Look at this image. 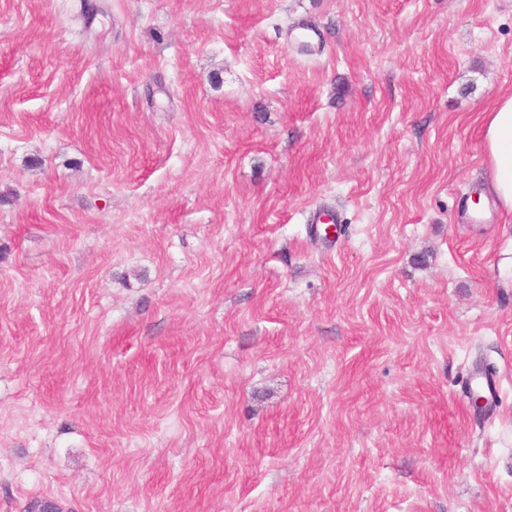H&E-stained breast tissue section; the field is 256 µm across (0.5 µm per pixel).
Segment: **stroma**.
Returning <instances> with one entry per match:
<instances>
[{"instance_id":"35a3bbf8","label":"stroma","mask_w":512,"mask_h":512,"mask_svg":"<svg viewBox=\"0 0 512 512\" xmlns=\"http://www.w3.org/2000/svg\"><path fill=\"white\" fill-rule=\"evenodd\" d=\"M93 2L0 0V512H512V0ZM480 133L492 189L501 207L512 212V93L501 95L484 112Z\"/></svg>"}]
</instances>
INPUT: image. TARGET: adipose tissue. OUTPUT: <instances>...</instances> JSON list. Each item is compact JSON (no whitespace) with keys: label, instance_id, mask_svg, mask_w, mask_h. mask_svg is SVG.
Instances as JSON below:
<instances>
[{"label":"adipose tissue","instance_id":"obj_1","mask_svg":"<svg viewBox=\"0 0 512 512\" xmlns=\"http://www.w3.org/2000/svg\"><path fill=\"white\" fill-rule=\"evenodd\" d=\"M480 133L492 189L501 207L512 212V93L501 95L484 113Z\"/></svg>","mask_w":512,"mask_h":512}]
</instances>
